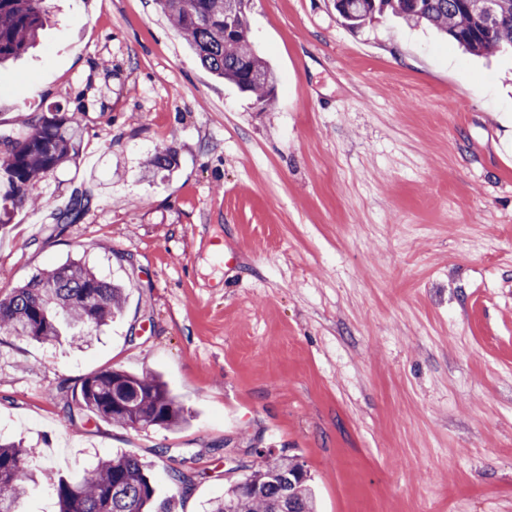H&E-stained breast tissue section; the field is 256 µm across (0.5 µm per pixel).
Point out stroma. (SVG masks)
<instances>
[{"mask_svg":"<svg viewBox=\"0 0 512 512\" xmlns=\"http://www.w3.org/2000/svg\"><path fill=\"white\" fill-rule=\"evenodd\" d=\"M271 106L216 78L154 0H53L0 75V129L79 111L76 161L0 229V295L75 259L125 286L85 343L0 334V438L35 448L26 512L97 456L206 512L287 450L317 512H512V56L333 0H249ZM172 145V173L145 175ZM89 195L76 224L54 215ZM160 376L187 420L70 416L61 388ZM185 482H177V475Z\"/></svg>","mask_w":512,"mask_h":512,"instance_id":"obj_1","label":"stroma"}]
</instances>
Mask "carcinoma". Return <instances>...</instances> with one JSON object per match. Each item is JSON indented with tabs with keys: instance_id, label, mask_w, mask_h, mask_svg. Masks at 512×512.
<instances>
[{
	"instance_id": "cac0c4a2",
	"label": "carcinoma",
	"mask_w": 512,
	"mask_h": 512,
	"mask_svg": "<svg viewBox=\"0 0 512 512\" xmlns=\"http://www.w3.org/2000/svg\"><path fill=\"white\" fill-rule=\"evenodd\" d=\"M174 30L190 43L200 61L218 77L266 105L276 94L277 77L251 47L245 10L230 0H156ZM336 12L347 27L358 29L389 13L414 24H427L477 56L512 50V0H336ZM52 0H0V66L34 45ZM82 138L77 113L31 112L22 128L0 135V225L11 210L45 204L40 181L78 155ZM176 164L172 146L163 145L145 161L159 173ZM86 208L75 195L55 216L58 224L77 223ZM124 305L123 289L78 261H66L32 277L0 298V332L46 343L60 336L67 321L90 333L112 321ZM69 414L128 428L172 429L185 421L182 407L167 385L151 372L122 369L86 377L71 391ZM248 480L213 500L209 512H281L288 500V461L270 467L267 454ZM31 449L19 442H0V512H23L20 503L31 481ZM56 512H168L157 503L150 465L122 452L98 458L74 481L53 485Z\"/></svg>"
}]
</instances>
